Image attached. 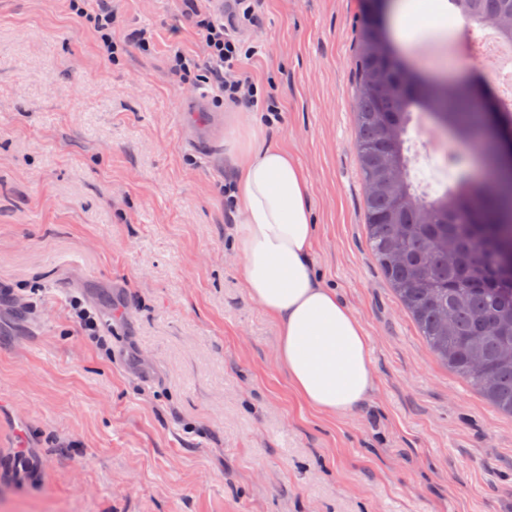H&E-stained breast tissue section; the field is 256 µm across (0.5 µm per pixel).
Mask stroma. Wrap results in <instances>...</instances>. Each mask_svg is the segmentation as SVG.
<instances>
[{"mask_svg":"<svg viewBox=\"0 0 512 512\" xmlns=\"http://www.w3.org/2000/svg\"><path fill=\"white\" fill-rule=\"evenodd\" d=\"M103 55L69 0H0V512H512V417L441 364L370 249L355 146L360 0H266L247 36L282 107L266 137L301 163L314 268L368 335L375 387L318 412L277 362V327L244 286L224 206V144L180 143L203 42L182 0H90ZM147 35L149 49L138 40ZM449 32L396 53L480 64ZM414 119L431 197L452 132ZM93 306L108 349L83 336ZM137 360H129L128 350ZM71 9L79 18L84 19L93 26L98 34L104 55L112 61L118 53V45L112 41V11L101 8L95 13L88 11L86 2L88 0H71Z\"/></svg>","mask_w":512,"mask_h":512,"instance_id":"stroma-1","label":"stroma"}]
</instances>
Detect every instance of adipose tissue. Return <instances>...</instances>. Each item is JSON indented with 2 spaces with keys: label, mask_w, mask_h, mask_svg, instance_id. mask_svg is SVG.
I'll list each match as a JSON object with an SVG mask.
<instances>
[{
  "label": "adipose tissue",
  "mask_w": 512,
  "mask_h": 512,
  "mask_svg": "<svg viewBox=\"0 0 512 512\" xmlns=\"http://www.w3.org/2000/svg\"><path fill=\"white\" fill-rule=\"evenodd\" d=\"M465 23L447 0H401L394 17L404 43ZM237 132L229 156L245 288L277 323L278 363L294 390L319 411L351 412L374 389L368 336L314 269L305 176L286 150L265 142L255 116L239 117Z\"/></svg>",
  "instance_id": "adipose-tissue-1"
}]
</instances>
